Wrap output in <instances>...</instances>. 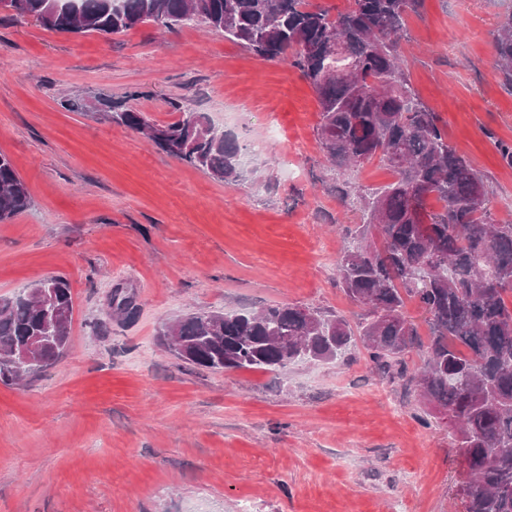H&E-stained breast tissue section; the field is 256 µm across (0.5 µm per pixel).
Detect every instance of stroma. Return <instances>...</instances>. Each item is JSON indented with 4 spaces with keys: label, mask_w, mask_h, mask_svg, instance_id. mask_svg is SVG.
Listing matches in <instances>:
<instances>
[{
    "label": "stroma",
    "mask_w": 512,
    "mask_h": 512,
    "mask_svg": "<svg viewBox=\"0 0 512 512\" xmlns=\"http://www.w3.org/2000/svg\"><path fill=\"white\" fill-rule=\"evenodd\" d=\"M512 0H422L408 78L512 222V81L496 37ZM126 101L158 122L206 113L251 148L229 186L142 134L70 110ZM320 105L289 61L206 27L67 35L0 18V153L33 205L0 223V298L51 275L74 299L69 346L0 383V512H464L452 430L423 423L406 376L359 348L277 371L183 363L161 326L196 311L297 304L358 323L336 258L359 214L316 137ZM132 317H109L113 295Z\"/></svg>",
    "instance_id": "stroma-1"
}]
</instances>
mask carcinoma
Masks as SVG:
<instances>
[{
  "label": "carcinoma",
  "instance_id": "carcinoma-1",
  "mask_svg": "<svg viewBox=\"0 0 512 512\" xmlns=\"http://www.w3.org/2000/svg\"><path fill=\"white\" fill-rule=\"evenodd\" d=\"M421 0H352L335 16L308 0H13L7 17H32L58 33L119 34L153 23L168 31L203 25L263 59H287L315 90L317 136L340 176L372 159L395 179L381 188L337 191L360 212L357 242L342 250L336 277L368 311L354 329L343 316L282 304L234 313L200 311L176 318L159 336L178 337L212 371L278 370L330 363L360 343L380 369L402 376L417 330L406 317L413 301L427 315L426 362L414 375L424 414L443 413L467 464L464 512H512V224L492 217L490 197L468 161L448 143L401 66L408 12ZM497 65L512 77V15L496 38ZM107 120L145 134L161 151L228 185L242 180L244 147L213 131L204 112L159 124L109 98L97 100ZM416 197L431 220L408 213ZM32 206L26 182L0 153V223ZM32 299L0 298V360L35 336L52 337L44 357L66 351L73 319L68 280L34 284ZM41 370L0 363V383L14 385Z\"/></svg>",
  "mask_w": 512,
  "mask_h": 512
}]
</instances>
